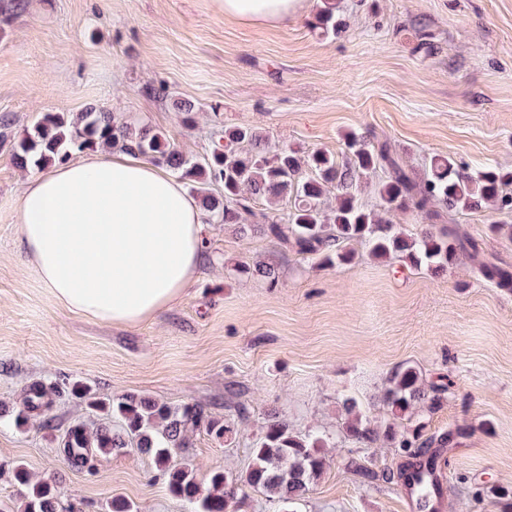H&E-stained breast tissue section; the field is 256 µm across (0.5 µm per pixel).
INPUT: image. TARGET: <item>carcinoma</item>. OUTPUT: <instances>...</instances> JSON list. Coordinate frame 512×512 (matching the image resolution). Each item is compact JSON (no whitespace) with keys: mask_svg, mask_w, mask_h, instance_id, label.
Instances as JSON below:
<instances>
[{"mask_svg":"<svg viewBox=\"0 0 512 512\" xmlns=\"http://www.w3.org/2000/svg\"><path fill=\"white\" fill-rule=\"evenodd\" d=\"M26 0H0V37L11 19L23 12ZM339 0H321L314 29L320 34L336 33ZM222 144L202 159L185 154L164 133L138 120H119L97 107L65 114L45 112L22 137L11 141L13 162L23 170L44 169L64 164L86 151L127 153L167 169L190 185L201 198L210 224H236L243 235L260 234L279 241L291 240L297 252L322 263L345 264L355 259V246L365 245L376 259L395 258L414 269L445 270L466 255L476 262L478 272L496 287L512 289V269L497 264L479 242L455 224H438L439 209L448 217L493 203L512 210V196L504 187L512 184V172L486 168L474 174L464 171L450 157L435 156L423 174L417 175L392 151L386 140L366 141L350 137L352 158L339 163L321 151L301 157L286 146H275L259 129L237 125L216 131ZM366 183L374 187L379 211L359 202L356 190ZM212 184L224 192H209ZM335 191V205L324 207L327 192ZM269 203L288 200V223L272 212H255L252 201ZM413 211L430 223V228L412 235L379 213ZM232 274H252L270 284L276 271L267 265H239ZM66 391L86 410L104 422L89 426L77 421L61 436L59 450L67 463L92 470L97 453H120L133 448L151 458L155 477L168 492L187 503L191 512H235L247 492L265 496L276 512H296L326 466L323 448L327 435L309 430L297 432L275 414L268 416L252 448L251 462L244 474L232 470L213 471L201 480L190 463L178 460L192 447V437L204 432L219 442L236 434L235 419L246 416L237 407L236 418L213 416L197 403L172 406L149 396L101 393L75 380L63 385L42 380L31 383L17 406L0 403V420L20 430L39 422L54 428L50 412L61 392ZM443 389L428 384L414 366L397 368L388 379L381 397L395 421L381 426L357 412L353 398L344 400L347 415L344 430L361 446L383 440L401 448L412 461L401 469L404 484L415 488L426 510L440 489L430 480L435 462L420 457V448L455 444L458 433L448 431L420 440L419 426L399 430L396 420L419 407L432 412ZM0 471L11 474L21 500V512H74L62 499L60 482L54 477H37L20 461H0Z\"/></svg>","mask_w":512,"mask_h":512,"instance_id":"obj_1","label":"carcinoma"}]
</instances>
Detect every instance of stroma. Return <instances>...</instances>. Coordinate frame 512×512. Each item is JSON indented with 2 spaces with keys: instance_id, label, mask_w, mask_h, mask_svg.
I'll return each instance as SVG.
<instances>
[{
  "instance_id": "35a3bbf8",
  "label": "stroma",
  "mask_w": 512,
  "mask_h": 512,
  "mask_svg": "<svg viewBox=\"0 0 512 512\" xmlns=\"http://www.w3.org/2000/svg\"><path fill=\"white\" fill-rule=\"evenodd\" d=\"M0 38V118L22 133L45 112L95 105L143 120L202 157L218 126L250 124L299 155L346 161L345 136L388 140L415 171L435 155L467 171L512 170V0H341V27H311L320 0L288 24L252 25L211 0H27ZM429 32L432 52L418 50ZM198 112L181 122L173 102ZM26 171L0 145V402L18 403L36 380H82L109 395L143 394L213 415L244 404L231 441L205 433L187 460L198 477L245 473L269 412L297 431L329 435L328 464L298 512H406L397 473L406 457L385 442L345 439V398L383 424L379 398L411 364L446 391L420 418L423 436L458 431L437 449L446 468L444 512H500L512 493V291L495 288L469 258L447 271L414 270L367 250L349 264H320L293 243L203 225L206 253L187 293L136 326L87 319L59 305L17 238ZM482 205L457 215L485 254L512 267V240L490 234ZM274 267L276 287L229 276L239 262ZM55 426L0 425V460L59 478L79 512L118 496L138 512H190L153 480L135 450L98 457L93 471L58 452L63 431L93 413L62 395Z\"/></svg>"
}]
</instances>
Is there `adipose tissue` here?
<instances>
[{
    "label": "adipose tissue",
    "mask_w": 512,
    "mask_h": 512,
    "mask_svg": "<svg viewBox=\"0 0 512 512\" xmlns=\"http://www.w3.org/2000/svg\"><path fill=\"white\" fill-rule=\"evenodd\" d=\"M224 16L278 25L304 0H212ZM19 243L67 310L134 326L184 296L205 256L204 214L184 185L143 158L104 152L28 177Z\"/></svg>",
    "instance_id": "obj_1"
}]
</instances>
